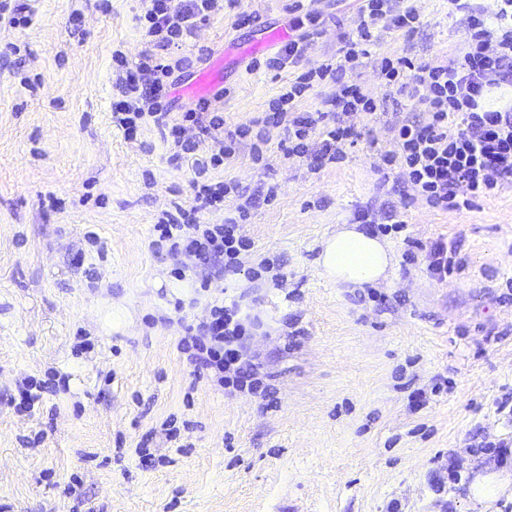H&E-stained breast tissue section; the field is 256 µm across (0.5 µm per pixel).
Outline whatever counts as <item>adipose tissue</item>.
Segmentation results:
<instances>
[{
  "label": "adipose tissue",
  "instance_id": "1",
  "mask_svg": "<svg viewBox=\"0 0 512 512\" xmlns=\"http://www.w3.org/2000/svg\"><path fill=\"white\" fill-rule=\"evenodd\" d=\"M394 264L389 245L354 224L343 225L328 237L320 258L324 277L340 285L380 283Z\"/></svg>",
  "mask_w": 512,
  "mask_h": 512
}]
</instances>
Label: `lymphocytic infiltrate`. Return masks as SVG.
I'll return each mask as SVG.
<instances>
[{
	"label": "lymphocytic infiltrate",
	"instance_id": "obj_1",
	"mask_svg": "<svg viewBox=\"0 0 512 512\" xmlns=\"http://www.w3.org/2000/svg\"><path fill=\"white\" fill-rule=\"evenodd\" d=\"M359 2L360 21L345 37L339 61L320 64L289 81L270 101L262 119L263 124L287 131L286 156L306 159L316 170L343 157L342 144L352 130L342 125V116L360 112L373 117L381 106L378 96L346 78L367 57L375 28L409 34L420 26L419 14L397 7L394 0ZM448 2L453 11L465 13L470 32L469 41L456 56L445 62H417L394 53L379 58L375 72L381 86L413 100L427 114L422 122L393 120L398 150L384 155V164L397 167L403 184L413 187L429 207L459 211L473 209L479 201L512 186V108L491 110L482 104L492 88L512 83V0H496L491 11L472 0ZM214 5L215 0H184L175 8L171 0H146L136 23L154 50L134 64L122 51L113 52L117 99L112 103V122L129 138L146 126L156 127L172 160L188 163L194 174L192 204L158 217L152 242L155 251L173 258H195L193 272L205 283L241 271L258 280L273 270L274 262L265 259L255 267L243 266L242 254L249 243L240 233V223L253 200L242 197L235 181L219 178L218 171L244 140L252 142L254 163H263L264 149L252 141L250 124L225 133L224 115L212 102L178 112L169 96L171 78L186 66L185 59L172 58L171 51L195 36ZM288 14L293 36L265 58L266 70L295 67L318 20L308 0H293ZM326 82L339 85L337 95L322 99L319 111H301L305 94ZM188 122L198 130L195 138L182 135ZM231 195L240 199L233 213H225L217 224L201 223L202 214L223 211ZM250 329L238 305L216 303L205 321L186 327L179 344L191 350L197 369L213 372L228 392L253 393L261 382L247 352Z\"/></svg>",
	"mask_w": 512,
	"mask_h": 512
}]
</instances>
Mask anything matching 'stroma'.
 I'll return each mask as SVG.
<instances>
[{"mask_svg": "<svg viewBox=\"0 0 512 512\" xmlns=\"http://www.w3.org/2000/svg\"><path fill=\"white\" fill-rule=\"evenodd\" d=\"M289 0H217L182 55L225 56L224 129L262 120L290 77L334 56L358 23L359 0H316L304 57L279 74L249 70L248 48L287 26ZM421 25L383 35L350 75L380 93L375 58L447 60L470 37L448 0H408ZM142 0H31L29 27L0 21V512H505L512 486L471 499L486 464L512 475V187L479 206L403 203L388 98L348 115L342 162L311 171L286 157L269 126L266 162L249 143L226 160L241 186L275 187L241 225L245 272L201 290L178 280L150 242L157 215L193 199L188 165L159 131L126 139L112 123V53L151 52L135 17ZM256 16L236 26L239 13ZM20 54H12V47ZM397 205L385 239L387 281L325 280L323 238L366 206ZM105 243L98 257L84 235ZM459 244L463 269L431 278L423 244ZM253 321L248 352L271 394H228L195 373L178 343L218 295ZM44 385L33 410L18 385Z\"/></svg>", "mask_w": 512, "mask_h": 512, "instance_id": "1", "label": "stroma"}]
</instances>
